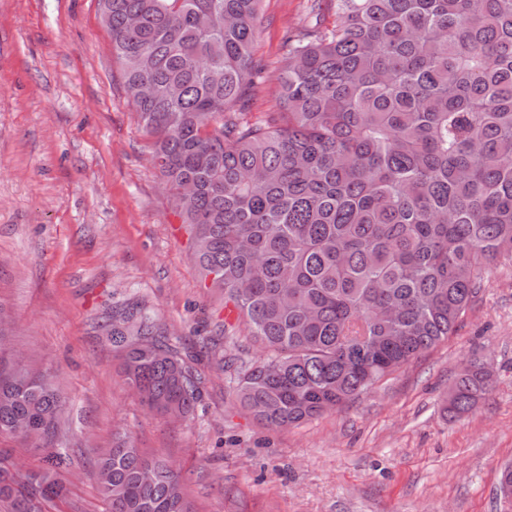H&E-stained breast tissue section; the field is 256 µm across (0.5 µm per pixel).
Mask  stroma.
Masks as SVG:
<instances>
[{"label": "stroma", "instance_id": "35a3bbf8", "mask_svg": "<svg viewBox=\"0 0 512 512\" xmlns=\"http://www.w3.org/2000/svg\"><path fill=\"white\" fill-rule=\"evenodd\" d=\"M310 7L261 0L264 78L246 93L250 119L277 111L285 35L305 29ZM149 148L99 0H0V347L50 369L66 402L59 440L74 475L61 512H104L93 451L119 432L181 467L195 512H502L512 260L489 267L448 340L335 410L269 428L218 366L262 350L202 278ZM129 304L198 354L202 401L189 418L147 411L125 381L107 332ZM475 359L491 365L492 388L450 418L448 390Z\"/></svg>", "mask_w": 512, "mask_h": 512}]
</instances>
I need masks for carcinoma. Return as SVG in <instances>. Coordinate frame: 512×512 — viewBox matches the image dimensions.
I'll use <instances>...</instances> for the list:
<instances>
[{
    "label": "carcinoma",
    "mask_w": 512,
    "mask_h": 512,
    "mask_svg": "<svg viewBox=\"0 0 512 512\" xmlns=\"http://www.w3.org/2000/svg\"><path fill=\"white\" fill-rule=\"evenodd\" d=\"M151 159L194 257L266 356L229 383L282 428L359 396L448 338L488 267L512 258V0H336V24L285 37L279 111H234L263 79L261 0H99ZM148 93L139 94L140 87ZM141 403L173 420L202 377L137 306L108 330ZM488 394L483 364L446 411ZM52 378L0 361V436L32 424L25 470L0 454L4 512L65 498ZM108 512H194L181 470L127 435L96 454Z\"/></svg>",
    "instance_id": "1"
}]
</instances>
